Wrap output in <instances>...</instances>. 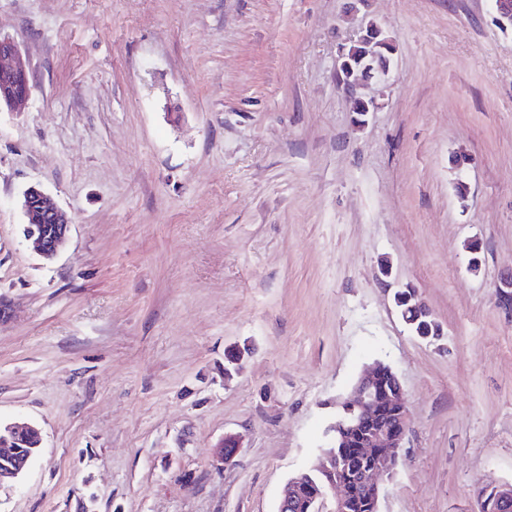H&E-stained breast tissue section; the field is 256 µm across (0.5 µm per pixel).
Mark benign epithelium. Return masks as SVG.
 <instances>
[{
  "label": "benign epithelium",
  "mask_w": 512,
  "mask_h": 512,
  "mask_svg": "<svg viewBox=\"0 0 512 512\" xmlns=\"http://www.w3.org/2000/svg\"><path fill=\"white\" fill-rule=\"evenodd\" d=\"M345 68L343 63L337 67L336 84L355 106L366 101L361 89L389 75L386 68L350 84L342 77ZM17 78L25 82L29 72L20 60L15 43L0 37V107L15 110L28 102L31 85L19 93L6 90L7 84ZM21 207L26 218L25 238L40 257L53 260L68 241L70 224L66 212L36 186L25 190ZM410 301L413 314H403L405 324L413 330L419 319L429 318L434 327L433 339H441L442 327L433 320L432 312L418 294H413ZM340 408L342 413L331 426L333 449L322 450L321 460L314 469L300 471L288 480L278 512H292L297 508L306 512H348L350 501L356 497L378 512L381 490L375 477L394 472L398 465L396 449L409 427L408 407L398 376L390 367L378 365L359 379ZM40 446L41 434L37 428L28 424L0 426V484L17 478ZM238 448L236 437L226 436L223 446L218 448L217 461L232 459ZM337 448L357 449V460L336 461ZM478 512H512V483L485 485L479 494Z\"/></svg>",
  "instance_id": "obj_1"
}]
</instances>
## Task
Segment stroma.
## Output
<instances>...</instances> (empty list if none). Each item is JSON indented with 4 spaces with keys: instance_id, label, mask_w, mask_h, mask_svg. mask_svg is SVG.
<instances>
[{
    "instance_id": "obj_1",
    "label": "stroma",
    "mask_w": 512,
    "mask_h": 512,
    "mask_svg": "<svg viewBox=\"0 0 512 512\" xmlns=\"http://www.w3.org/2000/svg\"><path fill=\"white\" fill-rule=\"evenodd\" d=\"M367 20L395 51L358 125L337 50ZM0 36L33 82L0 110V423L42 434L0 512H276L375 363L410 411L379 512H476L512 482V30L491 0H0ZM32 185L70 218L49 262L23 236ZM406 287L440 340L400 318ZM410 301H412V305L410 308L413 311V314L411 317L408 316L406 312H403L402 320L405 322L406 325L409 326V328L412 331H416V333L423 339L433 338V340H439L444 335L442 327L437 323L435 318L433 317L432 312L427 308V306L419 299L418 293L415 292L410 298ZM422 317H426L431 319V324L434 327V333L433 336H431V332L428 333V335H422L417 329L415 330V324L421 319Z\"/></svg>"
}]
</instances>
